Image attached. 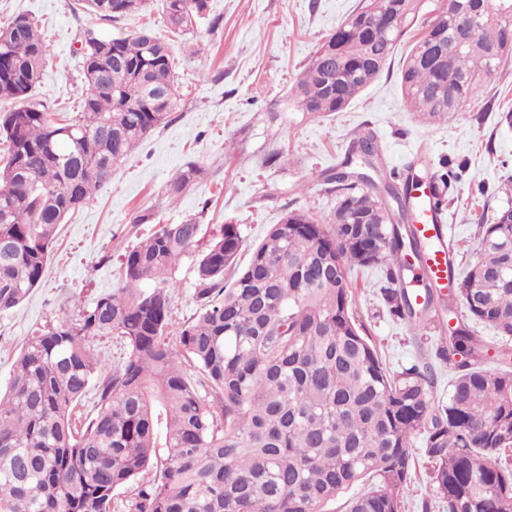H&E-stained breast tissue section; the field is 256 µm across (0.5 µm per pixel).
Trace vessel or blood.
I'll list each match as a JSON object with an SVG mask.
<instances>
[{
  "label": "vessel or blood",
  "instance_id": "vessel-or-blood-1",
  "mask_svg": "<svg viewBox=\"0 0 512 512\" xmlns=\"http://www.w3.org/2000/svg\"><path fill=\"white\" fill-rule=\"evenodd\" d=\"M412 227L415 236L424 244L420 255L411 261L418 281L432 283L443 296L454 297L457 273L453 249L445 233L442 214L428 192L422 191L415 196Z\"/></svg>",
  "mask_w": 512,
  "mask_h": 512
}]
</instances>
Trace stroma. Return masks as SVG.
Wrapping results in <instances>:
<instances>
[{
  "instance_id": "stroma-1",
  "label": "stroma",
  "mask_w": 512,
  "mask_h": 512,
  "mask_svg": "<svg viewBox=\"0 0 512 512\" xmlns=\"http://www.w3.org/2000/svg\"><path fill=\"white\" fill-rule=\"evenodd\" d=\"M360 0H209L208 20L193 32L168 30L160 0L138 15L116 22L82 11L77 0H0V23L25 13L35 18L51 47L36 99L55 116H74L82 73L76 44L85 30L127 33L144 27L172 48L180 100L170 123L147 136L113 173L97 199L58 229V241L42 281L16 308L0 312V386L37 331L74 315L75 302L90 303L113 292L122 254L158 225L199 217L212 228L233 222L252 247L278 223L285 210L302 208L330 220L336 198L321 174L343 157L357 130L375 131L388 169L419 175L446 160L456 173L444 213L458 270L475 256L477 218L491 219L512 177V128L501 125L512 112V64L490 86L493 109L466 106L453 119L432 120L408 111L400 96L398 64L342 112L319 117L283 111L289 87L316 46L333 33ZM283 149L290 164L270 168L266 155ZM201 173L178 201L166 186L186 163ZM149 213L147 223L135 216ZM195 253L180 259L171 291L174 326L194 317ZM353 311L361 319L386 365L394 371L415 362L421 348L447 335L444 323L415 336L392 319L378 296V274L355 277Z\"/></svg>"
}]
</instances>
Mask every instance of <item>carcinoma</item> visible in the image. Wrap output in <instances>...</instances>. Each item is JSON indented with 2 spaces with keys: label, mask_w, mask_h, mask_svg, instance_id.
Listing matches in <instances>:
<instances>
[{
  "label": "carcinoma",
  "mask_w": 512,
  "mask_h": 512,
  "mask_svg": "<svg viewBox=\"0 0 512 512\" xmlns=\"http://www.w3.org/2000/svg\"><path fill=\"white\" fill-rule=\"evenodd\" d=\"M147 0H79L100 20L140 12ZM168 29L192 30L209 0H163ZM398 15L364 29L355 16ZM477 29L456 43L457 16ZM419 30L399 68L411 112L452 118L478 102L512 58V0H360L329 35L341 56L331 67L313 52L289 88L298 112L344 111L390 67L397 44ZM444 49L446 68L420 60ZM80 111L60 122L35 100L49 55L24 15L0 27V310L18 306L43 279L57 227L94 201L112 169L170 122L178 103L171 47L141 29L119 36L87 31L77 50ZM454 97L435 98L440 84ZM193 162L168 185L179 198L197 180ZM454 176L429 175L438 209ZM335 194L332 223L287 210L239 265L237 224L208 233L197 220L160 224L125 251L116 291L74 318L28 339L0 392V512H111L117 492L136 485L129 512H402L412 481L413 436L431 465L430 498L447 512H512V181L490 224H477L474 260L455 298L463 319L429 356L389 372L352 311V275L378 272L389 315L419 336L434 291L409 293L403 258L424 243L408 224L420 175L383 171L377 135L355 133L345 159L323 173ZM366 216L369 223L357 220ZM197 253L196 315L170 336L173 272ZM492 325L491 345L469 324ZM115 335L128 355L112 370L88 339ZM201 378L193 380L182 363ZM448 369V397L437 396ZM98 410L73 418L90 387ZM166 449L165 456L157 454ZM155 471L152 478L147 472ZM364 484L366 492L349 495Z\"/></svg>",
  "instance_id": "cac0c4a2"
}]
</instances>
